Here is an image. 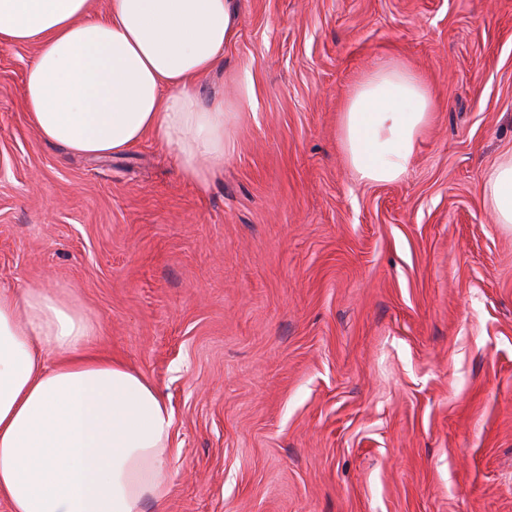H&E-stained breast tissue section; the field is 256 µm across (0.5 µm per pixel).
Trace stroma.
<instances>
[{"mask_svg":"<svg viewBox=\"0 0 512 512\" xmlns=\"http://www.w3.org/2000/svg\"><path fill=\"white\" fill-rule=\"evenodd\" d=\"M203 77L239 112L207 190L144 140L84 158L0 46V288L88 309L93 351L173 412L161 512H512V0H236ZM386 59L434 112L407 175L357 180L341 114ZM482 191L496 223L512 224V154L484 173Z\"/></svg>","mask_w":512,"mask_h":512,"instance_id":"stroma-1","label":"stroma"}]
</instances>
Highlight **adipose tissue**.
Segmentation results:
<instances>
[{
  "mask_svg": "<svg viewBox=\"0 0 512 512\" xmlns=\"http://www.w3.org/2000/svg\"><path fill=\"white\" fill-rule=\"evenodd\" d=\"M234 0H0V45H34L23 99L41 137L108 157L149 138L207 189L235 148L233 113L197 80L234 36ZM432 97L407 67L377 61L341 115L359 180L407 172ZM497 223L512 224V154L482 179ZM96 323L47 288L0 289V501L10 512H143L170 488L172 413L145 376L101 356Z\"/></svg>",
  "mask_w": 512,
  "mask_h": 512,
  "instance_id": "adipose-tissue-1",
  "label": "adipose tissue"
}]
</instances>
